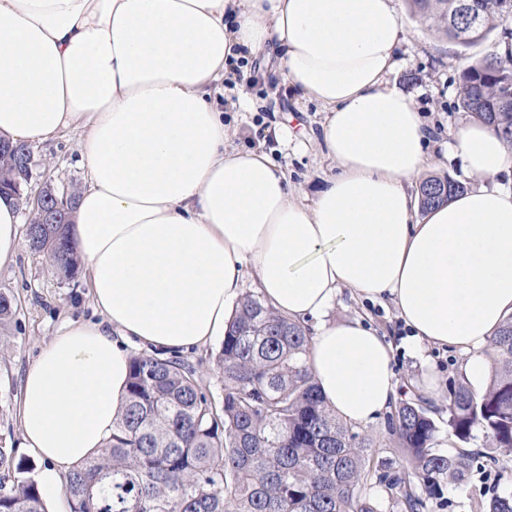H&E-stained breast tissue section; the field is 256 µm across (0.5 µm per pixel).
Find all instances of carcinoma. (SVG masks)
<instances>
[{"mask_svg": "<svg viewBox=\"0 0 512 512\" xmlns=\"http://www.w3.org/2000/svg\"><path fill=\"white\" fill-rule=\"evenodd\" d=\"M505 0H411L428 28L462 46L489 40L512 20ZM458 107L512 147V55L490 50L460 75ZM13 152L0 146V190L27 182ZM464 185L432 177L419 185L421 210L450 201ZM73 277L80 265L68 225L29 241ZM305 328L259 297L242 296L214 359L217 399L202 366L181 355L133 353L123 409L112 440L64 478L71 512H425L441 483L464 479L470 463L433 448L438 425L420 396L395 403L391 435L408 470L367 454L366 438L325 405L306 365ZM493 369L481 392L451 389L448 434L482 430L512 453V318L490 341ZM33 464L0 447V512H45ZM11 484H6V479ZM380 488L382 496L370 494ZM470 512H512V489L477 500Z\"/></svg>", "mask_w": 512, "mask_h": 512, "instance_id": "obj_1", "label": "carcinoma"}]
</instances>
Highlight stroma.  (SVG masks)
<instances>
[{"label":"stroma","mask_w":512,"mask_h":512,"mask_svg":"<svg viewBox=\"0 0 512 512\" xmlns=\"http://www.w3.org/2000/svg\"><path fill=\"white\" fill-rule=\"evenodd\" d=\"M401 23L406 39L390 80L413 95L423 119L435 129L430 147L435 159L432 175H448L463 185H472L474 179L463 171L460 159L445 157L444 152L449 130L471 119L469 113L457 107L461 64L482 56L487 46L480 43L464 47L446 40L419 23L408 0L401 4ZM275 86L272 77L259 75L245 81V90L255 99L257 110L246 113L239 121L229 122L228 137L238 146L262 145L275 150L276 161L286 165L290 173L297 199L307 202L335 171L333 161L320 147L319 134L326 114L314 103L273 98ZM273 121L288 122L292 131L293 138L285 150H277L274 137L267 130ZM31 151L34 167L26 186L28 192H37L47 183L60 190L80 188L83 173L74 134L65 133L52 141L34 144ZM0 293L8 295L13 304L11 321L0 326V446L13 449L16 458L27 460L30 452L19 446L18 400L22 378L65 320L94 322L98 316L83 276L63 278L46 254L31 250L25 243L21 244L15 262L0 268ZM332 316L339 320L365 318L388 340L398 343L393 368L406 390L417 392L426 370H433L438 379L430 401L434 418L440 423L434 446L442 452L451 449L471 456L472 463L466 485H443L441 495L430 499L428 512H470L469 491L476 489L490 497L512 485V462L490 461L482 432H475L473 439L466 442L448 440L450 384L462 379L459 353L430 347L418 356L401 348L407 331L395 309L356 298L348 289L339 293Z\"/></svg>","instance_id":"1"}]
</instances>
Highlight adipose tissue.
<instances>
[{
	"label": "adipose tissue",
	"mask_w": 512,
	"mask_h": 512,
	"mask_svg": "<svg viewBox=\"0 0 512 512\" xmlns=\"http://www.w3.org/2000/svg\"><path fill=\"white\" fill-rule=\"evenodd\" d=\"M396 2L0 0V137L77 133L69 233L102 317L63 323L22 380L21 445L46 495L64 497L110 439L129 344L205 348L249 277L282 316L315 320L307 363L346 423L374 422L399 383L383 335L331 319L342 289L391 302L415 348L455 349L468 380L490 375L489 340L512 316V147L479 120L450 133L478 182L417 216L406 186L434 164L432 129L388 81ZM243 60L328 113L336 172L311 203L267 153L227 146L219 81ZM20 244L21 210L0 197V266Z\"/></svg>",
	"instance_id": "obj_1"
}]
</instances>
